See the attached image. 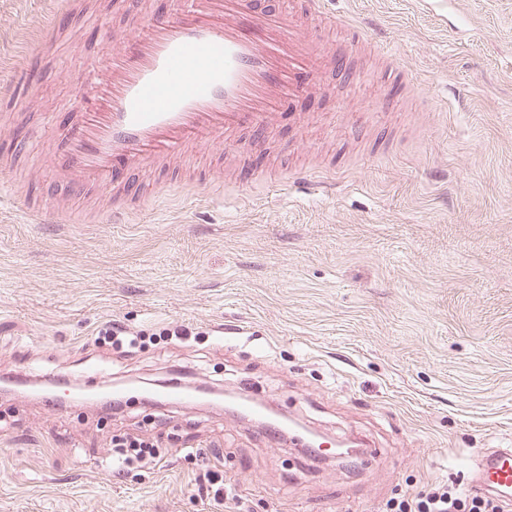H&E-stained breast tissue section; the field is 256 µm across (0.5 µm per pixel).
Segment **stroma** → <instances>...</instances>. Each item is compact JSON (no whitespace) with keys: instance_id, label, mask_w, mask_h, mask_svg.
Here are the masks:
<instances>
[{"instance_id":"1","label":"stroma","mask_w":512,"mask_h":512,"mask_svg":"<svg viewBox=\"0 0 512 512\" xmlns=\"http://www.w3.org/2000/svg\"><path fill=\"white\" fill-rule=\"evenodd\" d=\"M366 19L367 76L284 105L258 152L187 160L198 189L134 171L148 197L130 224H103L107 195L68 200L51 173L71 71L106 50L112 0H85L52 44L18 49L46 21L39 0H0V87L29 76L32 105L6 117L0 172V512H225L196 478L217 471L242 512H375L442 482L463 460L512 448V0H328ZM396 72L380 71L378 49ZM424 78L419 96L406 79ZM27 136L23 150L11 149ZM335 173V193L270 187L265 171ZM259 181L221 195L224 171ZM66 207L31 224L25 207ZM117 320L193 336L103 356ZM84 390L126 386L123 414L25 397L45 375ZM182 383L273 405L326 440L351 437L370 466L316 459L219 410L163 403L140 388ZM160 437L163 462L118 471L110 435Z\"/></svg>"}]
</instances>
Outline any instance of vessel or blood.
Here are the masks:
<instances>
[{
	"mask_svg": "<svg viewBox=\"0 0 512 512\" xmlns=\"http://www.w3.org/2000/svg\"><path fill=\"white\" fill-rule=\"evenodd\" d=\"M300 2L277 11L254 0H179L162 13L153 0H113L122 32L96 71L71 74L69 122L54 150L61 191L74 200L107 192L110 223H130L145 201L128 192L127 171L251 141L282 101L320 85L325 71L349 70L351 50L332 48L324 33H362L360 15ZM335 181L308 168L290 176L297 188ZM472 486L512 505V448L481 453Z\"/></svg>",
	"mask_w": 512,
	"mask_h": 512,
	"instance_id": "obj_1",
	"label": "vessel or blood"
}]
</instances>
